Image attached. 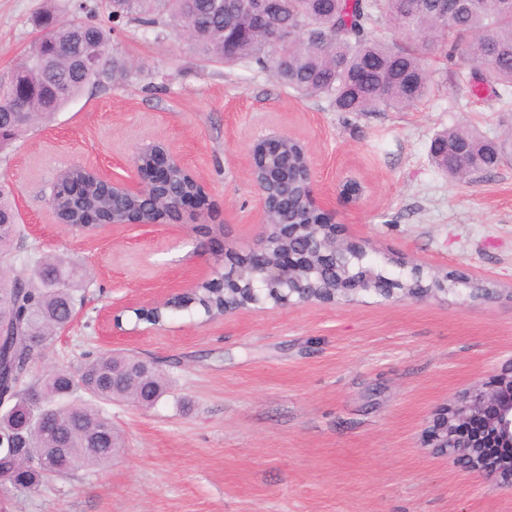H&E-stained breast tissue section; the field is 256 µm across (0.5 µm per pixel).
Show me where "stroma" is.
Wrapping results in <instances>:
<instances>
[{
    "label": "stroma",
    "instance_id": "1",
    "mask_svg": "<svg viewBox=\"0 0 512 512\" xmlns=\"http://www.w3.org/2000/svg\"><path fill=\"white\" fill-rule=\"evenodd\" d=\"M49 2L58 20L111 29L123 66L0 160L27 244L91 274L78 319L32 372H79L106 350L99 316L112 308L130 333L122 351L155 361L169 389L149 410L107 406L121 435L108 465L0 492V512H512V491L423 446L441 404L512 362V162L458 182L436 168L430 141L453 125L498 136L512 115L491 92L447 87L401 112H337L267 71L203 61L176 31L113 21L103 0H0V79ZM272 132L307 147L336 223L371 256L391 257V274L453 271L496 297L268 304L132 334L124 304L210 278L219 244L258 242L248 148ZM153 141L201 179L200 220L94 234L58 224L49 199L60 171H112ZM348 182L359 187L350 199Z\"/></svg>",
    "mask_w": 512,
    "mask_h": 512
}]
</instances>
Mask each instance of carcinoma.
<instances>
[{"label": "carcinoma", "instance_id": "obj_1", "mask_svg": "<svg viewBox=\"0 0 512 512\" xmlns=\"http://www.w3.org/2000/svg\"><path fill=\"white\" fill-rule=\"evenodd\" d=\"M112 19L132 20L146 28H172L187 36L189 45L206 62L226 66L256 65L271 71L285 86L304 96H323L337 112L403 111L425 99L435 83L425 51L450 61L458 54L473 68L463 80L451 77L456 89L489 90L512 112V0H476L458 17V24L444 25L434 10L416 7V0H285L279 22L284 39L280 49L253 38L233 45L224 43V29L249 28L255 17L240 8V0H107ZM53 24L52 66L38 63L30 45L17 68V79L34 92L32 117L19 121L12 112V93L0 91V127L8 138L0 141L5 153L40 122L57 112L90 83L78 63L82 43L93 41L109 48L110 32L83 21L60 23L50 9L38 23ZM493 67L485 73L482 64ZM466 149L477 173L490 174L512 158V127L503 136L489 138L475 130L454 126L435 135L430 156L435 166L455 179L468 174L439 154L436 146ZM65 177L82 185L81 193L55 209L58 220L78 231L91 214L112 212V196L88 170L74 167ZM287 211L295 224H315L317 218L294 197ZM24 229L13 191L0 184V320L13 333L0 347V396L11 406L0 412V438L15 445V454L0 457V475L7 491L26 492L45 476L68 475L97 468L112 460L119 436L102 405L130 400L154 407L167 392L165 377L155 363L138 356L103 351L87 361L79 378L66 368H55L41 377L32 375L34 355L46 348L72 322L84 300L83 270L57 255L41 253L36 269L24 277L12 267L24 243ZM394 260H353L351 272H372L389 277ZM458 279L449 273L425 278L397 279V287L429 288ZM176 312L206 318L224 313V290L204 283L177 296L160 310L163 318ZM55 448L64 449L56 454Z\"/></svg>", "mask_w": 512, "mask_h": 512}]
</instances>
